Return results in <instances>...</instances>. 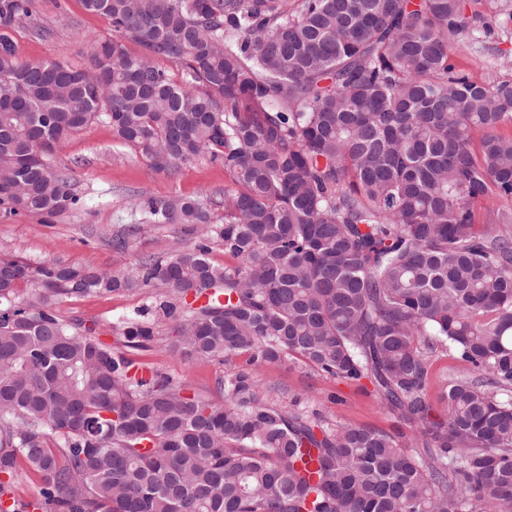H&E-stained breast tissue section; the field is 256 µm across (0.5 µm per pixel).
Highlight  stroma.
Segmentation results:
<instances>
[{
  "label": "stroma",
  "mask_w": 512,
  "mask_h": 512,
  "mask_svg": "<svg viewBox=\"0 0 512 512\" xmlns=\"http://www.w3.org/2000/svg\"><path fill=\"white\" fill-rule=\"evenodd\" d=\"M491 26V36L452 42L449 55L457 70L473 80H512V0H474ZM36 17L51 27L38 38L19 27L12 33L15 54L23 63L57 59L76 66L87 61L92 41L115 38L110 21L84 9L81 0H36ZM52 165L63 169L83 205L50 221L37 216L0 215V253L35 264L54 259L76 263L99 273L125 275L142 260L166 261L179 245L201 240L199 229L184 224H158L140 228V203L157 199L201 198L223 194L228 177L223 166L201 156L175 173H155L129 148L117 144L108 121L100 119L71 135ZM123 239V248L114 240ZM158 289L92 294L59 299L61 319L90 327L96 339L126 356L143 373L157 372L184 382L189 391L221 399L218 381L228 365H245L246 356L231 363L193 360L172 347V323L160 315ZM147 320L154 334L133 347L120 334L122 322ZM429 400H436L453 378L472 375V367L452 351L429 358ZM266 399L282 408L297 407L317 415L328 426L349 425L401 432L402 424L386 412L368 381L350 382L301 363L264 364L255 370Z\"/></svg>",
  "instance_id": "obj_1"
}]
</instances>
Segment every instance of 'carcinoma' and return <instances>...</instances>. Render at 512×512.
Wrapping results in <instances>:
<instances>
[{
	"mask_svg": "<svg viewBox=\"0 0 512 512\" xmlns=\"http://www.w3.org/2000/svg\"><path fill=\"white\" fill-rule=\"evenodd\" d=\"M81 2L118 33L85 67L18 62L15 27L49 30L34 0H0V213L79 208L48 160L104 115L155 172L224 166V197L140 211L200 227L238 264L204 243L125 276L0 255V512H512V81L449 58L490 30L483 15L465 0ZM137 287L169 296L176 351L248 356L224 399L141 373L55 309ZM121 332L137 346L153 326ZM443 350L482 376L447 383L440 413L428 357ZM279 361L369 380L410 445L266 401L253 370ZM20 459L42 483L26 501Z\"/></svg>",
	"mask_w": 512,
	"mask_h": 512,
	"instance_id": "carcinoma-1",
	"label": "carcinoma"
}]
</instances>
